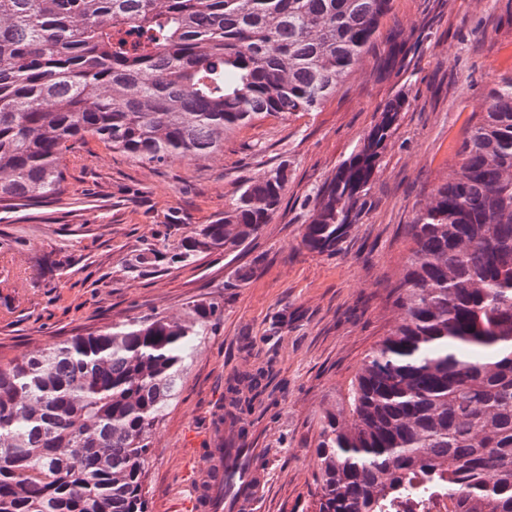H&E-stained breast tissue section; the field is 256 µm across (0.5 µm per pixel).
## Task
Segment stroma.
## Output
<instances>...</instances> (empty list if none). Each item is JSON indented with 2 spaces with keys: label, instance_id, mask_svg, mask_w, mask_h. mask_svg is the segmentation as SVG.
<instances>
[{
  "label": "stroma",
  "instance_id": "obj_1",
  "mask_svg": "<svg viewBox=\"0 0 512 512\" xmlns=\"http://www.w3.org/2000/svg\"><path fill=\"white\" fill-rule=\"evenodd\" d=\"M402 50V67L380 61ZM512 74V0H392L378 36L316 112L241 127L209 159L156 166L86 136L67 155L65 191L0 208V364L147 315L183 318L223 305L191 355L178 397L151 439L149 512H175L187 476L212 447L229 378L273 368L262 400L226 422L234 447L268 449L261 512H314L321 419L399 319L396 287L420 206L457 165L484 94ZM407 104L375 171L370 207L336 255L302 244L317 189L354 153L395 95ZM287 163L280 210L244 251L170 257L222 216L242 178ZM159 253L161 262L143 259ZM256 265L242 287L226 282Z\"/></svg>",
  "mask_w": 512,
  "mask_h": 512
}]
</instances>
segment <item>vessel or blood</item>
<instances>
[{"label":"vessel or blood","mask_w":512,"mask_h":512,"mask_svg":"<svg viewBox=\"0 0 512 512\" xmlns=\"http://www.w3.org/2000/svg\"><path fill=\"white\" fill-rule=\"evenodd\" d=\"M236 449L210 448L200 459L204 472L191 488L185 512H258L267 481L262 463L265 449H250L251 462L233 484L224 481V461L235 458Z\"/></svg>","instance_id":"vessel-or-blood-1"}]
</instances>
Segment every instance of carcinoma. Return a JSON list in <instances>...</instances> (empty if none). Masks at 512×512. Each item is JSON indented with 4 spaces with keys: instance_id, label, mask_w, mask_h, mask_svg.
<instances>
[{
    "instance_id": "cac0c4a2",
    "label": "carcinoma",
    "mask_w": 512,
    "mask_h": 512,
    "mask_svg": "<svg viewBox=\"0 0 512 512\" xmlns=\"http://www.w3.org/2000/svg\"><path fill=\"white\" fill-rule=\"evenodd\" d=\"M391 0H0V207L64 192L91 134L147 164L206 159L238 127L315 112L345 84ZM405 100L318 189L302 244L333 255L367 204ZM459 165L408 226L399 322L366 356L316 446L315 512H512V75L470 122ZM281 163L245 179L173 258L245 249L281 206ZM217 302L0 365V512H148L150 438ZM251 396L227 387L238 413ZM448 510V497L435 496L433 498L424 500L423 502L413 501L412 503H399L395 507L398 512L413 511V512H447Z\"/></svg>"
}]
</instances>
